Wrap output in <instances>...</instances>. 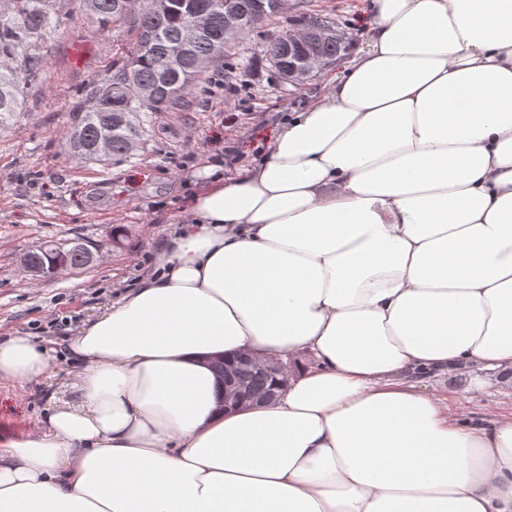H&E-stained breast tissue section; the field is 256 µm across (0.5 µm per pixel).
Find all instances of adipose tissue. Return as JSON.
Returning <instances> with one entry per match:
<instances>
[{
	"label": "adipose tissue",
	"instance_id": "adipose-tissue-1",
	"mask_svg": "<svg viewBox=\"0 0 512 512\" xmlns=\"http://www.w3.org/2000/svg\"><path fill=\"white\" fill-rule=\"evenodd\" d=\"M371 39L138 286L74 398L0 441V512H512V416L420 375L512 370V0H371ZM288 360L235 411L204 359ZM53 357L0 341V383Z\"/></svg>",
	"mask_w": 512,
	"mask_h": 512
}]
</instances>
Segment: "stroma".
Listing matches in <instances>:
<instances>
[{"label": "stroma", "instance_id": "35a3bbf8", "mask_svg": "<svg viewBox=\"0 0 512 512\" xmlns=\"http://www.w3.org/2000/svg\"><path fill=\"white\" fill-rule=\"evenodd\" d=\"M370 0H285L259 31L233 40L231 60L212 75L187 110L153 116L130 158L77 160L65 133L78 103L126 53L132 35L121 24L100 30L70 6L40 47L44 67L24 93L22 108L0 128V338L27 336L51 349L56 365L37 385L0 384V438L39 429L54 402L74 395L79 368L66 342L154 266V258L185 219L194 193L219 163L228 176L265 150L286 113L300 111L350 64L349 55L303 86L283 82L264 54L266 42L313 13L334 22L350 51L367 44ZM99 246L95 261L32 279L24 255L42 242ZM449 413L473 417L512 413V371L469 367L433 379Z\"/></svg>", "mask_w": 512, "mask_h": 512}]
</instances>
